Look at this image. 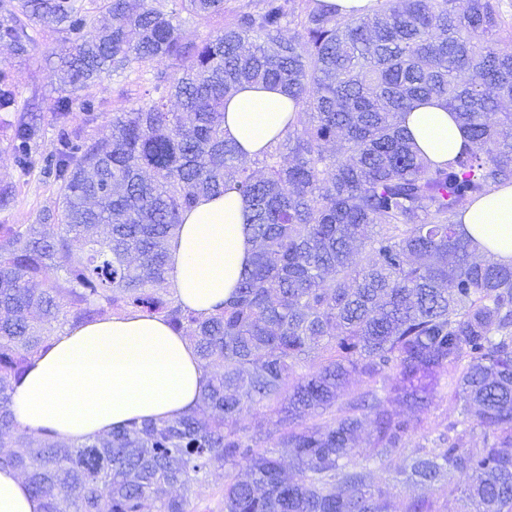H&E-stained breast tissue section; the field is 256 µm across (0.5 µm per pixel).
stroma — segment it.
<instances>
[{"instance_id":"1","label":"stroma","mask_w":512,"mask_h":512,"mask_svg":"<svg viewBox=\"0 0 512 512\" xmlns=\"http://www.w3.org/2000/svg\"><path fill=\"white\" fill-rule=\"evenodd\" d=\"M56 32L44 34L29 56L0 59V77L16 94L17 111L0 112V188L15 193L14 202L0 209V224L26 226L39 221L42 210L57 198L56 162L73 146L100 138L109 131L113 112L141 94L134 78H107L84 91L63 86L49 56L60 42ZM35 104L40 115L37 134L21 144L15 129L20 111Z\"/></svg>"}]
</instances>
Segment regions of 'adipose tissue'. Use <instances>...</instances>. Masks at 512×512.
<instances>
[{
	"label": "adipose tissue",
	"instance_id": "adipose-tissue-1",
	"mask_svg": "<svg viewBox=\"0 0 512 512\" xmlns=\"http://www.w3.org/2000/svg\"><path fill=\"white\" fill-rule=\"evenodd\" d=\"M224 135L245 157L266 151L296 119L292 99L274 84L241 89L224 101ZM404 124L423 156L447 163L464 134L444 102L431 98ZM247 208L234 191L200 197L183 212L168 243L169 288L184 306L206 314L229 298L250 265ZM468 235L496 260L512 263V185H503L464 211ZM206 374L189 339L157 316L113 315L66 329L33 359L13 390V412L25 430L81 443L133 420L163 421L195 408ZM0 512H40L23 478L0 470Z\"/></svg>",
	"mask_w": 512,
	"mask_h": 512
}]
</instances>
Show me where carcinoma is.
Segmentation results:
<instances>
[{
    "label": "carcinoma",
    "instance_id": "cac0c4a2",
    "mask_svg": "<svg viewBox=\"0 0 512 512\" xmlns=\"http://www.w3.org/2000/svg\"><path fill=\"white\" fill-rule=\"evenodd\" d=\"M89 2L0 0L4 56L77 34L53 52L73 91L152 69L108 135L57 160V209L0 225V466L42 512H194L226 466L244 475L227 474L221 512H391L397 485L454 473L462 512H512V264L459 220L512 184L501 0H376L344 19L323 0H258L228 22L224 0H179L219 22L202 39L169 0ZM252 83L282 86L298 113L246 164L224 99ZM432 97L465 134L441 166L404 127ZM232 189L254 258L204 316L171 293L167 244L198 197ZM129 311L188 337L207 375L198 405L80 444L19 428L13 383L31 358L67 326ZM355 376L365 387L345 392ZM440 393L460 418L406 450ZM263 401L271 426H241Z\"/></svg>",
    "mask_w": 512,
    "mask_h": 512
}]
</instances>
